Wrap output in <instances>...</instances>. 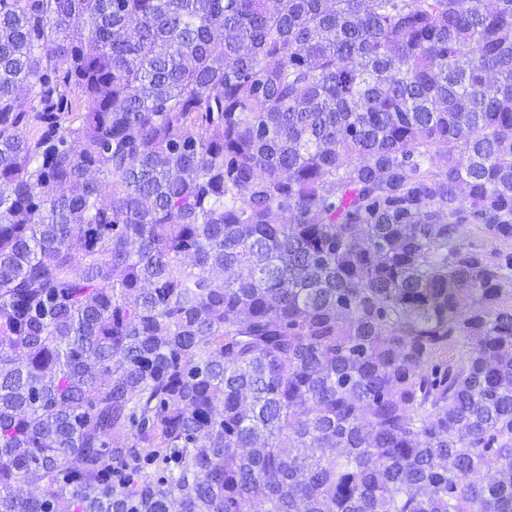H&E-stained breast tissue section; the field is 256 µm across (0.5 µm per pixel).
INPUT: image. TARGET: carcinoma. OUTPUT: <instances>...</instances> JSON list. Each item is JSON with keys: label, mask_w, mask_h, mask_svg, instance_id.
I'll return each mask as SVG.
<instances>
[{"label": "carcinoma", "mask_w": 512, "mask_h": 512, "mask_svg": "<svg viewBox=\"0 0 512 512\" xmlns=\"http://www.w3.org/2000/svg\"><path fill=\"white\" fill-rule=\"evenodd\" d=\"M511 245L512 0H0V512H512Z\"/></svg>", "instance_id": "1"}]
</instances>
